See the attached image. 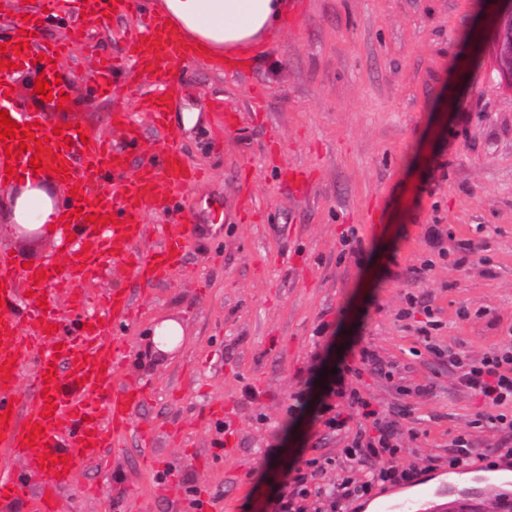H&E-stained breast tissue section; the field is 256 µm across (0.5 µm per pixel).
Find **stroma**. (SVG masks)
Masks as SVG:
<instances>
[{
  "mask_svg": "<svg viewBox=\"0 0 512 512\" xmlns=\"http://www.w3.org/2000/svg\"><path fill=\"white\" fill-rule=\"evenodd\" d=\"M287 3L283 26L238 51L242 76L169 65L183 84L172 118L205 173L179 199L196 230L167 282L103 281L136 300L116 379L152 397L110 467L78 477L59 512H264L282 472L312 458L329 475L362 478L344 435L288 413L313 353L332 369L359 339L397 368L364 376L374 408L409 411L395 465L448 474L460 435L493 466L506 463L512 432L480 423L482 401L446 356L460 349L477 361L512 343V90L476 61L494 0ZM123 31L92 30L90 44L59 58L73 109L49 112L48 126L74 121L117 137L112 124L132 100L109 99L86 77L100 57L120 55ZM217 97L243 114L218 148ZM286 165L306 171L303 189L280 177ZM432 224L440 243L426 236ZM351 235L360 253L344 250ZM1 251L27 264L74 258L49 239L22 243L0 222ZM412 295L439 322L430 342L401 315ZM165 319L183 329L168 353L152 343ZM145 425L157 435L152 461ZM273 446L278 455L265 458ZM170 464L178 473L157 481ZM90 486L100 489L92 500Z\"/></svg>",
  "mask_w": 512,
  "mask_h": 512,
  "instance_id": "stroma-1",
  "label": "stroma"
}]
</instances>
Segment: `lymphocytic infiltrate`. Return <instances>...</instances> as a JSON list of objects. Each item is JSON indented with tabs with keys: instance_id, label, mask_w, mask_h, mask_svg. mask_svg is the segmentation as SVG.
<instances>
[{
	"instance_id": "lymphocytic-infiltrate-1",
	"label": "lymphocytic infiltrate",
	"mask_w": 512,
	"mask_h": 512,
	"mask_svg": "<svg viewBox=\"0 0 512 512\" xmlns=\"http://www.w3.org/2000/svg\"><path fill=\"white\" fill-rule=\"evenodd\" d=\"M449 358L460 371V383L490 408L489 422L512 431V415L503 411L506 404H512V347L479 361L461 351L450 353ZM376 361L371 346H359L355 363L339 364L336 374L326 376L316 415L329 430L350 433L347 451L354 462L366 467L365 479L319 483L325 467L310 460L305 467L284 473L281 489L268 499L265 512H336L340 503L367 496L375 488L417 482V470L398 469L392 461L397 436L394 422L381 416L351 383L363 370L375 367Z\"/></svg>"
}]
</instances>
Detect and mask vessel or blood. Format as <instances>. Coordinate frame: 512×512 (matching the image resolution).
Here are the masks:
<instances>
[{
  "mask_svg": "<svg viewBox=\"0 0 512 512\" xmlns=\"http://www.w3.org/2000/svg\"><path fill=\"white\" fill-rule=\"evenodd\" d=\"M144 3L112 0L111 13L99 18L117 21L132 12L140 18L124 36L128 60L138 76L163 92L141 103L162 143L147 163L129 164L140 142L133 121H126V137L117 144L75 125L55 134L45 125L43 109L15 105L10 85L0 78V111H7L19 133L32 130L43 149L53 151L47 167L63 161L59 177L77 192L61 210L60 222L76 246L68 266L60 269L47 261L21 268L13 255L0 253V451L16 462L0 467V512L27 497L37 501L38 512H58L61 492L86 467L105 461L111 436L127 431L145 401L142 391L113 383L119 347L103 333L104 326L117 330L129 324L133 297L109 294L99 322L86 316L85 298L59 306L55 289L98 276L112 261L124 264L143 284L162 282L183 263L185 242L195 230L189 214L168 229L154 230L143 222L149 212H177L178 194L196 181L180 148L182 130L171 121L168 102L179 88L166 65L200 58L197 43L184 30L173 29ZM9 43L0 60L39 72L51 69L66 50L59 43H36L20 27ZM120 68L119 61H102L88 79L114 94L122 87ZM38 152L21 148L18 137L0 141V179L6 167H29ZM27 368L32 395L23 402L17 387Z\"/></svg>",
  "mask_w": 512,
  "mask_h": 512,
  "instance_id": "vessel-or-blood-1",
  "label": "vessel or blood"
}]
</instances>
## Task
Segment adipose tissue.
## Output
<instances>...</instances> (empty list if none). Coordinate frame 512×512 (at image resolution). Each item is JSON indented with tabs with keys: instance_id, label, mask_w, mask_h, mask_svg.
Masks as SVG:
<instances>
[{
	"instance_id": "obj_1",
	"label": "adipose tissue",
	"mask_w": 512,
	"mask_h": 512,
	"mask_svg": "<svg viewBox=\"0 0 512 512\" xmlns=\"http://www.w3.org/2000/svg\"><path fill=\"white\" fill-rule=\"evenodd\" d=\"M167 12L207 46L222 53L224 46L244 42L277 25L284 0H160ZM64 195L57 180L43 172H26L9 187V202L0 221L60 240L59 206Z\"/></svg>"
}]
</instances>
